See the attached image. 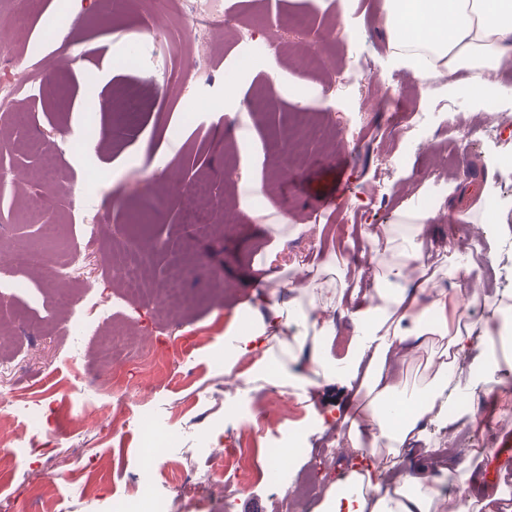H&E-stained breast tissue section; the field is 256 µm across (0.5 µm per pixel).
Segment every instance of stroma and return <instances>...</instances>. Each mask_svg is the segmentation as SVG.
Masks as SVG:
<instances>
[{"label":"stroma","mask_w":512,"mask_h":512,"mask_svg":"<svg viewBox=\"0 0 512 512\" xmlns=\"http://www.w3.org/2000/svg\"><path fill=\"white\" fill-rule=\"evenodd\" d=\"M221 3L256 24L287 25L303 14L309 26L287 34L278 54L246 50L228 29L214 32L206 56L178 57L172 42L184 21L168 11L162 29L148 27V0H128L111 11L107 0H0V84L28 72L11 110L0 117V430L15 440L0 457V512H113L116 496L139 500L136 480L151 463L143 423L151 419L170 436L171 463L155 473L166 512H243L250 498L262 512H286L285 500L302 476L322 468L324 484L349 470L354 449L338 452L334 427H323L314 410L355 409L359 399L341 384L318 388L314 402L259 386L241 359L235 385L224 382V330L250 300L254 280L273 242L270 224L280 215L307 225L308 233H283L279 263L325 259L337 253L361 264L362 222L390 224L413 201L442 198L431 226L432 256L466 257L474 231L494 195L507 200L499 212L512 226V168L489 165L512 155V98L497 107L464 92L466 72L454 79L419 82L398 68L384 35L381 0H199L202 9ZM67 34H59L61 25ZM335 29L336 39L320 35ZM376 71L400 100L416 103L423 121L395 134L377 112L375 90H363V123L349 112L351 84L338 79L341 64ZM205 66L202 79L182 88L168 81L171 68ZM237 98L224 104L226 80ZM194 106L193 124L180 123ZM303 118L313 137L296 153L290 176L274 175L271 161L285 153L282 130ZM468 139V162L432 182L439 147L455 149ZM76 175L74 196L56 189L57 178ZM247 176L261 191L246 197ZM340 185L335 203L314 207L312 185ZM210 184L219 208L210 223L192 224L183 204L170 203L176 185ZM155 193L152 213L138 201ZM452 214L464 216L449 223ZM234 223H226V216ZM53 225L46 233L45 225ZM152 251L143 268L142 292L125 294L112 264L116 253L135 256L139 243ZM20 247L49 253L55 265L37 274L13 264ZM203 265L185 277L188 299L175 309L158 307L155 293L167 287L185 254ZM125 295L115 324L100 322L94 298ZM85 313L88 327L72 321ZM129 325L131 338L109 350L112 326ZM120 365L112 383L106 372ZM254 397L270 400L274 423L269 441L285 444L301 435V449L280 481L264 477L248 487L226 483L216 454L239 430L234 406ZM121 420H113L114 411ZM464 430L488 446L471 479L440 487L483 496L482 477L498 463L502 439L512 438V398L490 390L473 409L461 410Z\"/></svg>","instance_id":"stroma-1"}]
</instances>
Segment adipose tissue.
I'll list each match as a JSON object with an SVG mask.
<instances>
[{
  "mask_svg": "<svg viewBox=\"0 0 512 512\" xmlns=\"http://www.w3.org/2000/svg\"><path fill=\"white\" fill-rule=\"evenodd\" d=\"M381 17L401 67L423 80L468 69L472 95L512 57V0H382ZM435 217L411 205L394 224L364 225L374 274L362 297L330 286L329 275H348L332 259L304 279L272 272L224 332L226 381L246 357L255 380L282 393L303 398L339 382L365 398L360 412L335 416L346 446L363 449L364 458L328 487L314 512H438L440 478L416 462L413 446L428 426L458 420L459 398L480 399L503 367L512 368V289L497 292L483 322L464 320L460 292L441 288L429 271ZM340 308L352 324L343 350L332 319ZM476 342L480 358L463 363ZM417 361L424 367L411 386L397 368ZM395 467L404 475L383 481Z\"/></svg>",
  "mask_w": 512,
  "mask_h": 512,
  "instance_id": "1",
  "label": "adipose tissue"
}]
</instances>
